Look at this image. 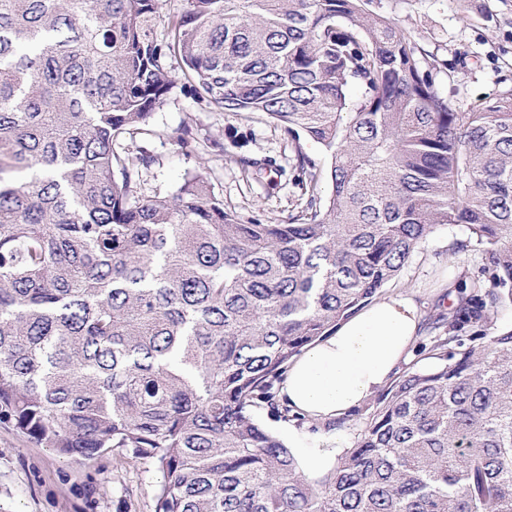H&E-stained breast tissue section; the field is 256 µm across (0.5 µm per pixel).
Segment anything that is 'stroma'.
<instances>
[{"mask_svg":"<svg viewBox=\"0 0 512 512\" xmlns=\"http://www.w3.org/2000/svg\"><path fill=\"white\" fill-rule=\"evenodd\" d=\"M370 8L392 20L436 60L437 86L453 96L459 111L493 103L512 88V0H372ZM464 55L465 67L448 73L445 64ZM193 127L200 144L180 148L171 137L182 125ZM149 131L125 140L130 149L152 155L140 175L142 197L173 192L186 177L202 176L227 210L268 224L295 209L296 187L303 173L295 153L303 151L317 165L328 163L323 146L309 138L292 144L276 122L262 114H233L200 100L190 90H175L153 113ZM271 160V167L243 173L238 157ZM461 226H437L400 273L380 289V296L410 298L421 315V330L403 370L433 365L429 354L431 323L447 311L448 288L461 265L478 269L479 255L449 258L448 245L466 238ZM374 402L343 421L283 419L261 407L256 419L283 440L292 433H326L352 446L364 430ZM163 477L151 462L117 463L113 453L76 462L30 440L11 422L0 421V512H154Z\"/></svg>","mask_w":512,"mask_h":512,"instance_id":"obj_1","label":"stroma"}]
</instances>
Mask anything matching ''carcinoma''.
Returning <instances> with one entry per match:
<instances>
[{
	"mask_svg": "<svg viewBox=\"0 0 512 512\" xmlns=\"http://www.w3.org/2000/svg\"><path fill=\"white\" fill-rule=\"evenodd\" d=\"M368 2L186 0L160 36L161 0H0V420L76 462H153L155 512H512V89L458 111ZM174 53L209 104L324 147L325 170L295 147L300 211L262 224L199 176L137 196L153 158L121 140L178 87ZM439 224L481 255L439 363L306 476L254 408L281 414L290 360Z\"/></svg>",
	"mask_w": 512,
	"mask_h": 512,
	"instance_id": "carcinoma-1",
	"label": "carcinoma"
}]
</instances>
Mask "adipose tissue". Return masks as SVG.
<instances>
[{
  "label": "adipose tissue",
  "instance_id": "1",
  "mask_svg": "<svg viewBox=\"0 0 512 512\" xmlns=\"http://www.w3.org/2000/svg\"><path fill=\"white\" fill-rule=\"evenodd\" d=\"M419 324L411 299L377 301L290 362L283 401L293 414L314 421L348 415L388 384L409 356ZM298 441L306 475L333 468L340 452L333 439L302 434Z\"/></svg>",
  "mask_w": 512,
  "mask_h": 512
}]
</instances>
